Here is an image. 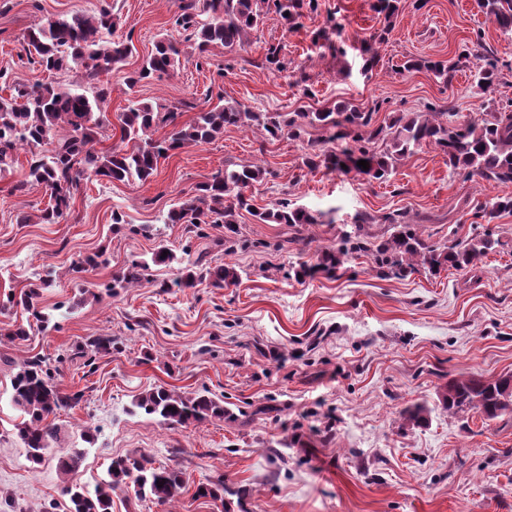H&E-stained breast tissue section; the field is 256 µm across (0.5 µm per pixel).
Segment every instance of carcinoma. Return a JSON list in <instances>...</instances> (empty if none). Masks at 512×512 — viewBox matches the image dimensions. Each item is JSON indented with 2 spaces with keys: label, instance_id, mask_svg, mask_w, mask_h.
Here are the masks:
<instances>
[{
  "label": "carcinoma",
  "instance_id": "carcinoma-1",
  "mask_svg": "<svg viewBox=\"0 0 512 512\" xmlns=\"http://www.w3.org/2000/svg\"><path fill=\"white\" fill-rule=\"evenodd\" d=\"M482 12L503 31H512V0H478ZM180 13L174 24L187 32V39L197 45L199 53L221 44L229 51L242 49L249 43L251 31L259 28L265 15L275 12L289 27L298 25L304 11L317 9V0H181ZM119 18L110 3L103 2L98 14L75 13L69 17L48 18L24 36L29 63L47 72H58L72 66L84 69L88 83L94 84L103 74L123 66L133 54L131 41H115L112 33ZM471 53L462 51L446 61L419 63L408 60L407 71L427 68L452 85L457 72L466 66ZM483 61L475 74L477 86L492 92L499 82L498 60L490 53L475 55ZM180 66V50L170 39L155 42L154 49L141 67L126 76L133 88L154 77L170 75ZM107 91L95 94L65 91L51 83L16 84L10 97L0 96V172L13 165L16 152L27 146L35 149L28 161L24 178L12 191L26 193L42 188L48 203L38 209L37 222L57 224L71 211V202L81 182L89 180H147L157 170L158 161L169 152L188 144L215 140L224 128L256 127L269 137H300L302 126L337 129L336 138L352 144L338 152L314 151L306 157L310 169L323 166L341 174H354L381 180L392 172L398 161L423 144L434 146L448 158V167L466 170V177H477L497 186L512 185V100L490 112L459 124L452 108L428 104L426 111L402 115L388 123L378 124L374 112H364L348 103H339L333 111L253 112L234 102L199 113L187 125L177 122L178 113L162 112L148 102H132L118 115L120 141L133 142L132 147L116 145L108 150L97 148L98 130L106 122L101 104ZM68 134L56 136L60 126ZM171 127L164 137L155 133ZM368 161V169L357 161ZM264 171L257 165L238 169H219L211 179L198 187V194L177 203L165 218L167 224H200L215 217L227 232L236 230L238 211L247 210L261 224H315L317 218L307 209L283 199L263 211L252 208L245 191L262 180ZM474 218L482 224L512 215V194L496 195L473 206ZM369 224L387 225L386 235L377 236L367 229ZM500 245L490 232L466 240H450L444 244H428L406 214L392 211L382 216L360 215L355 231L347 234L334 248L321 252L313 264L301 263L294 268L299 281L318 274L340 276L344 264L355 257L367 256L374 269L385 277H405L424 272L437 276L448 268L471 271L481 258ZM193 261L184 267L179 279L183 288L209 280L222 288L238 279L235 267L224 264L198 269ZM149 264L131 262L117 277L128 286L139 284ZM48 280L31 284L7 303L21 306L33 316L41 314L42 293ZM12 403L23 420L16 425L18 436L28 448L29 459L42 461L57 436L56 424L49 417L72 406L73 397L52 382L42 362L32 359L24 363L12 382ZM442 406L451 413L476 411L493 419L512 409V374L493 381L477 377L448 380L439 395ZM137 406L147 414L159 415L173 426L207 416L222 418L230 410L217 399L197 394L187 397L172 389L156 387L138 398ZM109 480L97 485L94 492L84 486L66 482L63 494L68 497V512H111L112 490L133 485L139 499L150 498L158 504L171 503L186 488L182 472L166 466H154L145 456H127L112 461ZM163 486H157V483Z\"/></svg>",
  "mask_w": 512,
  "mask_h": 512
}]
</instances>
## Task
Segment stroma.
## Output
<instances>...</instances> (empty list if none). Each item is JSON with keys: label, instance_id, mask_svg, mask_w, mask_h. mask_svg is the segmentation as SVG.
<instances>
[{"label": "stroma", "instance_id": "obj_1", "mask_svg": "<svg viewBox=\"0 0 512 512\" xmlns=\"http://www.w3.org/2000/svg\"><path fill=\"white\" fill-rule=\"evenodd\" d=\"M112 3L120 17L115 38L135 46L123 71L101 78L112 122L133 98L179 112L183 124L222 101L257 112L316 111L346 101L376 108L381 123L428 103L451 104L470 117L488 102L512 99V33L476 0H427L420 10L415 0H401L390 21L375 12L374 0H317L297 30L271 12L247 46L230 52L215 45L203 59L174 25L179 0ZM99 6L0 0V96H10L16 82L85 89L81 68L51 74L30 65L23 38L46 19L90 15ZM382 30L381 62L364 72L361 47ZM164 36L179 41L180 68L127 87L125 74ZM273 44L282 47L285 70L266 60ZM480 47L502 70L489 95L475 88L470 66L449 87L430 71L403 69L410 59H450ZM332 134L316 128L298 139H270L231 126L210 143L170 152L147 181L82 184L57 224L20 223L48 197L40 188L12 193L30 157L28 149L17 152L0 176V512H66L58 459L76 449L83 459L75 479L90 489L107 480L113 459L134 453L182 469L188 479L168 505L115 489L112 512H512V412L486 420L438 403L449 379L512 373V215L489 228L469 213L448 222L459 200L481 202L500 189L451 172L431 146L415 150L383 182L309 169L312 148H337ZM252 164L266 171L248 190L255 209L285 198L311 210L318 223L260 224L240 212L230 255L223 225L165 223L168 210L218 169ZM116 210L124 223H113ZM396 210L419 222L428 243L489 229L500 245L471 272L381 277L362 257L336 278H294L293 267L314 262L316 251L353 232L358 215ZM161 246L176 262L151 265ZM95 252L102 255L98 267L69 273L73 258ZM200 256L212 266L234 265L238 283L178 287L181 260ZM135 260L150 264L142 283L113 287L114 276ZM40 276L52 282L43 291V320L5 306L8 294ZM20 326L28 332L22 340L12 336ZM105 336L110 349L92 351L90 341ZM33 358L77 397L57 412V438L38 464L16 435L21 417L11 402V380ZM160 385L209 391L232 415L166 425L135 406ZM418 404L429 409L421 427L404 418ZM83 426L93 429L91 442L81 439ZM201 482L223 483V501L195 497Z\"/></svg>", "mask_w": 512, "mask_h": 512}]
</instances>
